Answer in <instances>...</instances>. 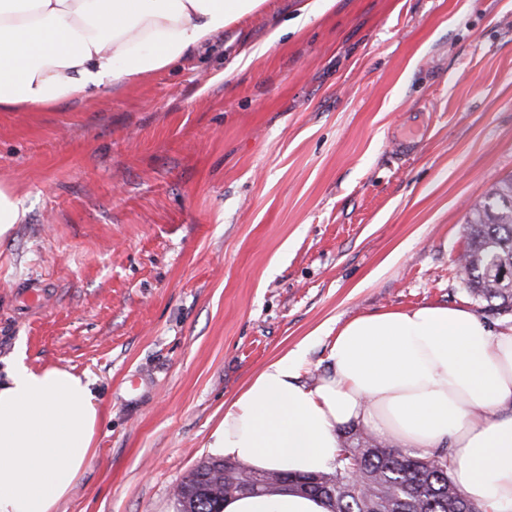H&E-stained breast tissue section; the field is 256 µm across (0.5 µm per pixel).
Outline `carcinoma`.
<instances>
[{
  "instance_id": "obj_1",
  "label": "carcinoma",
  "mask_w": 512,
  "mask_h": 512,
  "mask_svg": "<svg viewBox=\"0 0 512 512\" xmlns=\"http://www.w3.org/2000/svg\"><path fill=\"white\" fill-rule=\"evenodd\" d=\"M492 202L475 207L468 220L463 253L470 292L488 306L512 311V177L489 192ZM448 449L428 453L396 448L370 439L340 449L329 472L292 475L253 471L241 463L224 468V459H209L194 469L174 494L176 512H223L232 495L261 494L280 486L294 488L309 480L305 493L324 498L333 512H475L451 481Z\"/></svg>"
}]
</instances>
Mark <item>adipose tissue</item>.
Instances as JSON below:
<instances>
[{
    "instance_id": "adipose-tissue-1",
    "label": "adipose tissue",
    "mask_w": 512,
    "mask_h": 512,
    "mask_svg": "<svg viewBox=\"0 0 512 512\" xmlns=\"http://www.w3.org/2000/svg\"><path fill=\"white\" fill-rule=\"evenodd\" d=\"M267 0H0V111L87 101L167 70ZM330 370L303 381V349L265 364L224 409L215 456L256 471L331 470L349 426L425 453L450 450L449 476L484 512H512V327L425 304L355 317L331 342ZM95 382L0 370V512H53L92 456ZM223 512H332L280 487L226 498Z\"/></svg>"
}]
</instances>
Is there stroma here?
<instances>
[{"label": "stroma", "instance_id": "35a3bbf8", "mask_svg": "<svg viewBox=\"0 0 512 512\" xmlns=\"http://www.w3.org/2000/svg\"><path fill=\"white\" fill-rule=\"evenodd\" d=\"M267 0L174 68L0 112V365L89 375L94 455L55 512H174L224 407L349 320L470 293L466 222L512 176V0ZM260 58L239 57L245 47ZM420 124L413 150L396 139ZM25 210L15 193L7 186H0V241L10 235L14 224H20Z\"/></svg>", "mask_w": 512, "mask_h": 512}]
</instances>
